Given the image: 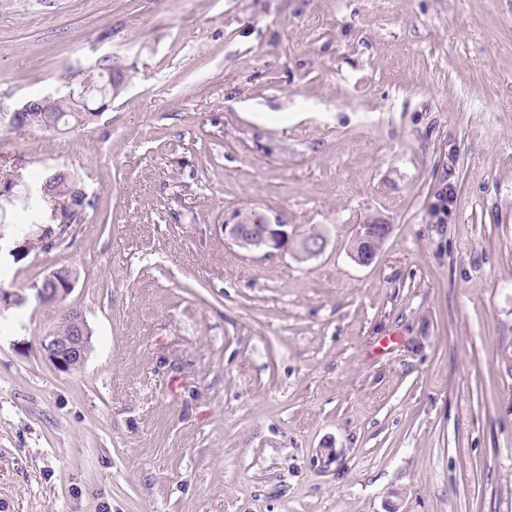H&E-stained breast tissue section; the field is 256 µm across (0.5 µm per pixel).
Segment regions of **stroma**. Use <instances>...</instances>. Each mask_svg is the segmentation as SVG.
<instances>
[{"label":"stroma","mask_w":512,"mask_h":512,"mask_svg":"<svg viewBox=\"0 0 512 512\" xmlns=\"http://www.w3.org/2000/svg\"><path fill=\"white\" fill-rule=\"evenodd\" d=\"M106 55L101 115L10 125ZM57 166L84 223L0 229V512H512V0H0V179ZM257 221L326 248L225 239ZM41 101L28 100L10 115V124L16 127H44L38 110ZM222 230L232 243L246 251H264L272 255L293 252L303 259L319 256L325 249L326 236L309 238L296 228L288 230L287 224H226ZM390 225L387 224H359L356 225L353 238V256L360 264H370L377 255L379 248H372L371 245L377 238L386 236L390 232ZM70 271L73 275V278L71 276H66L60 272H67ZM59 272V269H56L52 271L49 275H47L41 283L44 281H52L54 283V286L52 288H45L49 287V282H44L42 285H34V289L36 290L37 297L43 302L47 304H54L57 302H60L61 299L67 295L74 285V281L76 279L75 274L72 270L68 268H63ZM40 286H43V288H40ZM65 314L74 324V329L66 333L50 331L41 337L39 347L58 371L71 372L87 359L92 332L81 309L70 307Z\"/></svg>","instance_id":"35a3bbf8"}]
</instances>
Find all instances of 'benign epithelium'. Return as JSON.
I'll return each mask as SVG.
<instances>
[{
  "label": "benign epithelium",
  "instance_id": "obj_1",
  "mask_svg": "<svg viewBox=\"0 0 512 512\" xmlns=\"http://www.w3.org/2000/svg\"><path fill=\"white\" fill-rule=\"evenodd\" d=\"M78 92H69L61 97L67 102L72 112L85 111V101L88 94L95 88L94 67L83 69L78 75ZM40 102L28 100L10 115V124L16 127H41L38 107ZM19 182L10 179L0 184V198L11 200L21 198L25 207L32 209L38 204V196L34 195L28 186L17 189ZM226 236L232 243L246 251H263L268 255L278 252H293L303 259L319 256L325 249L326 236L316 239L306 233L286 224H223ZM388 224H358L353 238V256L361 264L371 263L378 249L372 247L377 238L389 234ZM52 281L51 288H36L37 297L44 303L54 304L67 295L73 288L74 278L66 276L59 270L52 271L45 277ZM66 316L74 324V329L66 333L49 332L41 337L39 347L42 354L61 372H70L84 364L90 351L91 329L83 311L70 307Z\"/></svg>",
  "mask_w": 512,
  "mask_h": 512
}]
</instances>
